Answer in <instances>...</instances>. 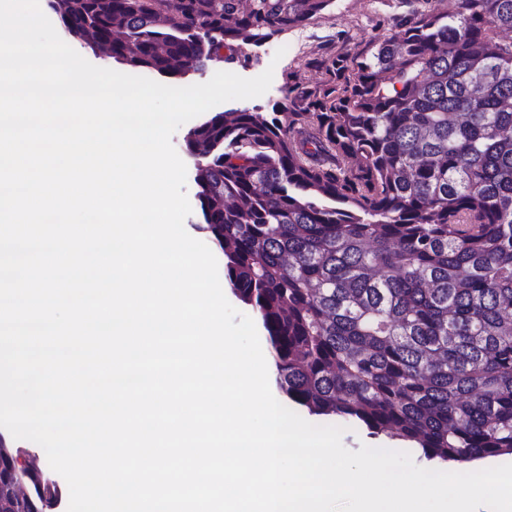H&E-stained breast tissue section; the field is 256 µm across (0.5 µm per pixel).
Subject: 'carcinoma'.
Returning a JSON list of instances; mask_svg holds the SVG:
<instances>
[{
    "instance_id": "1",
    "label": "carcinoma",
    "mask_w": 512,
    "mask_h": 512,
    "mask_svg": "<svg viewBox=\"0 0 512 512\" xmlns=\"http://www.w3.org/2000/svg\"><path fill=\"white\" fill-rule=\"evenodd\" d=\"M50 2L91 50L176 77L334 0ZM424 2L320 88H289L288 122L217 112L186 148L285 399L462 464L512 455V0ZM38 468L7 487L20 512L57 494Z\"/></svg>"
}]
</instances>
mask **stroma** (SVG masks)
<instances>
[{"label": "stroma", "mask_w": 512, "mask_h": 512, "mask_svg": "<svg viewBox=\"0 0 512 512\" xmlns=\"http://www.w3.org/2000/svg\"><path fill=\"white\" fill-rule=\"evenodd\" d=\"M423 0H335L332 7L306 24L273 36L261 46H242L233 60L217 57L200 71L178 78L181 86L209 81L219 71L245 78L273 69L269 90L261 97L223 102V109L271 112L286 105L290 87L312 90L327 78V65L340 53L356 55L399 31L401 24L423 10ZM288 54H280L281 45Z\"/></svg>", "instance_id": "1"}]
</instances>
